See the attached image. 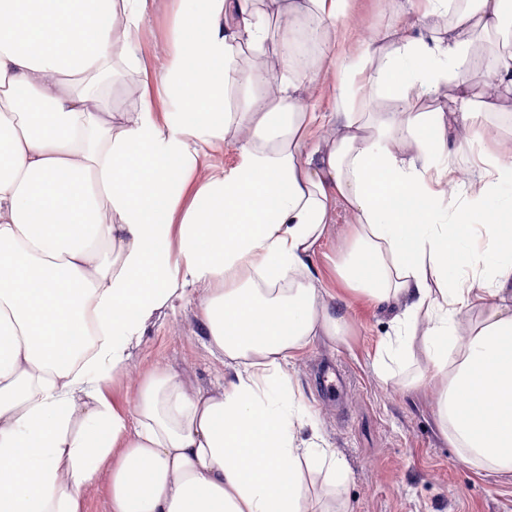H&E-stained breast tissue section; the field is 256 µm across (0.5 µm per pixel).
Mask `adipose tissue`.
<instances>
[{"label": "adipose tissue", "mask_w": 512, "mask_h": 512, "mask_svg": "<svg viewBox=\"0 0 512 512\" xmlns=\"http://www.w3.org/2000/svg\"><path fill=\"white\" fill-rule=\"evenodd\" d=\"M152 2L0 0V512H84L102 477L109 512H310L307 474L343 484L286 372L346 322L312 269L340 204L356 228L337 276L397 309L378 376L422 345L449 441L512 474V157L443 194L427 185L450 145L483 147L464 68L477 38L512 30V0H421L443 36L375 34L355 56L348 0H175L150 64L135 46ZM305 18L338 44L329 112L309 105L319 74L239 64ZM118 61L140 77L139 107L98 111L97 84L71 81ZM368 90L392 112L355 109ZM227 140L235 165L210 168ZM188 300L223 384L155 369L132 407L113 401L107 384L156 317Z\"/></svg>", "instance_id": "adipose-tissue-1"}]
</instances>
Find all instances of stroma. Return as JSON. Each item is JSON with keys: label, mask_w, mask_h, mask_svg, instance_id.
Listing matches in <instances>:
<instances>
[{"label": "stroma", "mask_w": 512, "mask_h": 512, "mask_svg": "<svg viewBox=\"0 0 512 512\" xmlns=\"http://www.w3.org/2000/svg\"><path fill=\"white\" fill-rule=\"evenodd\" d=\"M408 9L405 0H349V51H359L360 39L374 32L399 31L409 20ZM173 11V0H154L136 47L145 60L166 45ZM102 84L105 107L115 112L137 107L139 92L124 67H115ZM352 230L349 214L337 207L333 236L314 260L326 288L336 294L342 285L333 260ZM347 305V325L296 352L288 368L326 443L350 470L335 488L323 475H311L307 486L314 507L319 512H512V474L484 471L464 460L439 430L434 383H411L413 374L428 368L424 355L416 354L389 381L378 377V353L394 333L391 313L358 297L348 298ZM159 366L203 387L222 382L223 365L195 334L193 304L167 314L144 336L125 375L109 385L110 394L121 402L131 398L134 381Z\"/></svg>", "instance_id": "1"}]
</instances>
